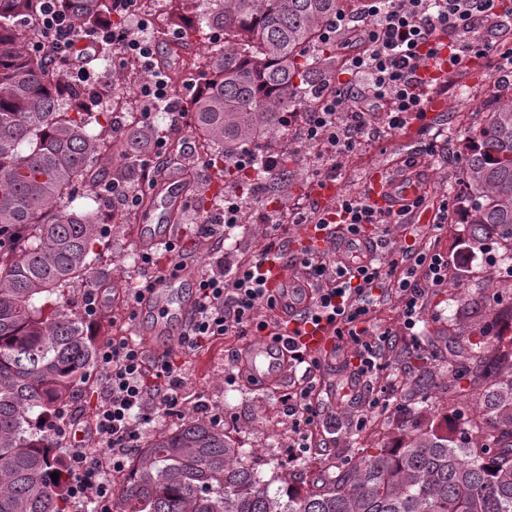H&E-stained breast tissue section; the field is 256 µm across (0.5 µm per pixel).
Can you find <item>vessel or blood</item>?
<instances>
[{"label": "vessel or blood", "instance_id": "b4317fda", "mask_svg": "<svg viewBox=\"0 0 512 512\" xmlns=\"http://www.w3.org/2000/svg\"><path fill=\"white\" fill-rule=\"evenodd\" d=\"M422 192L423 186L418 177L407 173L387 183L375 181L370 198L383 212L395 213ZM183 194L184 188L178 174L173 173L162 178L161 205L165 223H172ZM266 271L267 286L276 298L279 319L295 322L299 314L310 306L314 296L313 289L307 283L291 278L286 263L267 265ZM196 277L195 268L184 267L176 278L164 280L145 296L141 308L155 315L156 332L172 336L180 334L182 326L187 323L195 309L196 298L192 295H174L173 286L175 281L188 282ZM242 367L254 379L270 386L285 383L293 373L287 350L282 344L274 342L245 349Z\"/></svg>", "mask_w": 512, "mask_h": 512}]
</instances>
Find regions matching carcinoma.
<instances>
[{
    "label": "carcinoma",
    "instance_id": "carcinoma-1",
    "mask_svg": "<svg viewBox=\"0 0 512 512\" xmlns=\"http://www.w3.org/2000/svg\"><path fill=\"white\" fill-rule=\"evenodd\" d=\"M189 15H152L159 34L182 30L210 45L204 57L165 72L185 100L213 178L231 172L227 154L256 157L247 185L280 181L266 158L280 138L281 113L317 106L339 57L324 34L350 0H185ZM82 35L112 16V0H63ZM41 0H0V512H72L67 498L61 426L74 393L94 364L96 348L71 295L92 282L108 256L107 224H131L136 213H113L104 183L135 185L157 178L130 157L147 129L136 97L98 105L96 92L67 85L68 66L50 51L38 27ZM115 55L102 42L89 57L107 67ZM476 145L461 167L476 243L493 240L512 269V98L483 107ZM103 156L121 161L97 174ZM88 188L92 213L75 209ZM481 286L488 317L477 340L449 349L448 382L481 395L480 411L462 412L457 435L418 421L396 448L366 453L320 486L271 492L270 483L238 458L224 430L189 420L148 438L122 484L115 512H512V337L498 332L512 299ZM59 474L53 481L51 474Z\"/></svg>",
    "mask_w": 512,
    "mask_h": 512
}]
</instances>
